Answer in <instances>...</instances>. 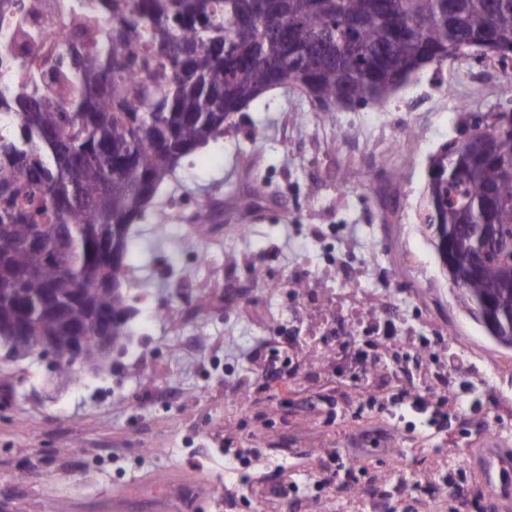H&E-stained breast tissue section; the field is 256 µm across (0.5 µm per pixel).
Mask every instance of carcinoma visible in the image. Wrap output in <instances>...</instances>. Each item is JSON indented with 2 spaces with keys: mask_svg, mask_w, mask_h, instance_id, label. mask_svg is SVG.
Returning <instances> with one entry per match:
<instances>
[{
  "mask_svg": "<svg viewBox=\"0 0 512 512\" xmlns=\"http://www.w3.org/2000/svg\"><path fill=\"white\" fill-rule=\"evenodd\" d=\"M83 47L60 53L47 82L0 85V320L22 324L31 351L55 341L59 375L74 337L82 361L102 358L93 333L123 345L133 334L123 288L125 226L140 219L181 161L224 134L233 115L276 86L295 88L318 112L381 102L451 50L512 62V0H95ZM512 107L469 126L466 147L430 159L422 212L433 242L455 224H495L512 240ZM473 235L455 255L467 274L459 296L506 304L512 250L484 254ZM120 258L112 260V250ZM67 305L59 317L48 299Z\"/></svg>",
  "mask_w": 512,
  "mask_h": 512,
  "instance_id": "1",
  "label": "carcinoma"
}]
</instances>
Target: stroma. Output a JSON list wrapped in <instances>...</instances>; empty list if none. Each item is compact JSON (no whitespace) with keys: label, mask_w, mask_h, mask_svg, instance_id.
I'll return each mask as SVG.
<instances>
[{"label":"stroma","mask_w":512,"mask_h":512,"mask_svg":"<svg viewBox=\"0 0 512 512\" xmlns=\"http://www.w3.org/2000/svg\"><path fill=\"white\" fill-rule=\"evenodd\" d=\"M481 68L451 60L384 102L331 113L272 89L184 160L130 228L124 289L144 317L126 353L72 383L0 346L7 512H45L51 495L68 512H155L163 498L186 512L176 499L189 484L196 512H253L274 480L299 487L274 512H370L399 476L407 488L384 512H451L440 482L471 470L485 428L512 448V349L460 304L419 219L431 155L512 97ZM257 182L266 194L238 210ZM215 197L214 222L155 221L171 201ZM389 328L401 344L379 346ZM272 345L288 378L264 374ZM442 370L467 392L447 432L388 433L389 454L351 492L313 499L329 454L395 415L376 398L404 381L435 385ZM253 430L259 456L246 468L235 450ZM436 484L423 501L410 491Z\"/></svg>","instance_id":"obj_1"}]
</instances>
